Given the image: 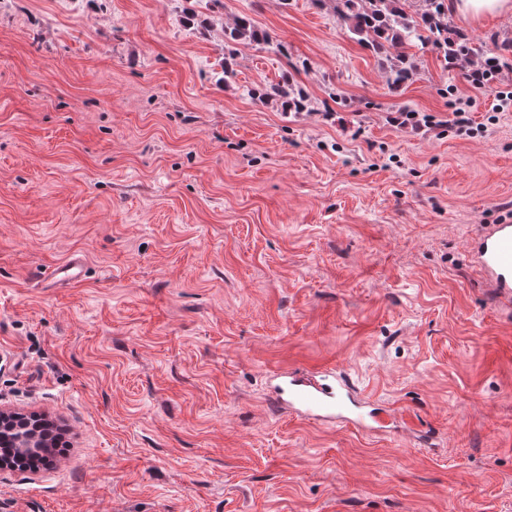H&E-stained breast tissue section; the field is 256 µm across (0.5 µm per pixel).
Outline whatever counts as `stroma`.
Instances as JSON below:
<instances>
[{"mask_svg":"<svg viewBox=\"0 0 512 512\" xmlns=\"http://www.w3.org/2000/svg\"><path fill=\"white\" fill-rule=\"evenodd\" d=\"M243 16L269 43L225 50ZM414 62L392 91L312 0H0V409L68 441L0 512H512V316L469 254L512 208V114L389 124L451 85L489 108ZM286 72L304 110L249 96ZM322 365L390 424L272 408V371ZM84 266V260L81 256H72L55 268L56 283L67 286L80 283L84 278Z\"/></svg>","mask_w":512,"mask_h":512,"instance_id":"obj_1","label":"stroma"}]
</instances>
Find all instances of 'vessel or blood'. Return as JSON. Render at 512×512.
<instances>
[{"instance_id":"obj_1","label":"vessel or blood","mask_w":512,"mask_h":512,"mask_svg":"<svg viewBox=\"0 0 512 512\" xmlns=\"http://www.w3.org/2000/svg\"><path fill=\"white\" fill-rule=\"evenodd\" d=\"M475 265L488 279L496 300L512 307V220L490 225L470 244ZM58 284L72 286L84 278V260L75 255L54 270ZM272 405L297 416L331 421L343 418L355 404L350 380L335 368L314 372L281 371L269 378Z\"/></svg>"}]
</instances>
